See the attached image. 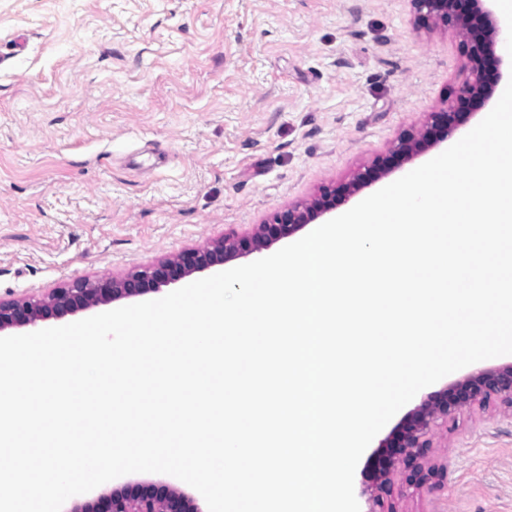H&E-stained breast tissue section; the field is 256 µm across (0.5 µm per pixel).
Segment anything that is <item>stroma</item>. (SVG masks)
Here are the masks:
<instances>
[{"mask_svg": "<svg viewBox=\"0 0 512 512\" xmlns=\"http://www.w3.org/2000/svg\"><path fill=\"white\" fill-rule=\"evenodd\" d=\"M472 79L410 0H0V299L244 233L349 183ZM398 512H512V410L433 437Z\"/></svg>", "mask_w": 512, "mask_h": 512, "instance_id": "1", "label": "stroma"}]
</instances>
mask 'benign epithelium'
Instances as JSON below:
<instances>
[{"label":"benign epithelium","instance_id":"1","mask_svg":"<svg viewBox=\"0 0 512 512\" xmlns=\"http://www.w3.org/2000/svg\"><path fill=\"white\" fill-rule=\"evenodd\" d=\"M418 26L458 28L472 66V80L446 108L429 113L419 133L403 134L386 154L376 157L352 182L323 189L309 206H288L271 221L250 232L233 234L203 248H188L172 260H161L123 278L100 277L58 288L44 300H0V332L61 319L97 305L155 293L196 272L222 266L239 257L259 254L296 235L308 224L345 203L361 189L386 176L401 163L449 138L465 120L486 105L490 92L484 72L495 26L486 0H410ZM491 401L512 408V362L476 368L428 393L380 440L361 471L358 496L364 512H397L395 489L444 486L448 461L435 455L433 431L464 410ZM65 512H203L201 501L172 479L125 480L108 493Z\"/></svg>","mask_w":512,"mask_h":512}]
</instances>
